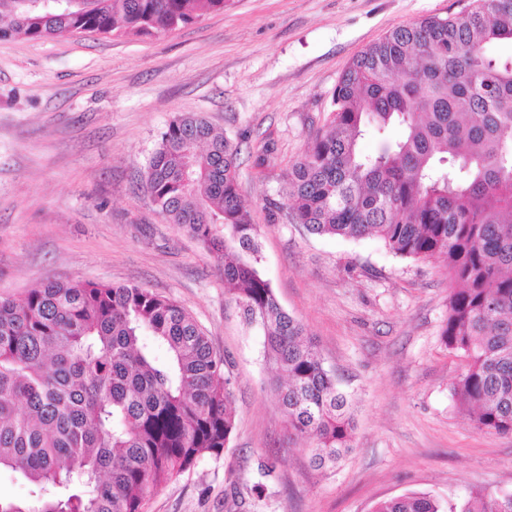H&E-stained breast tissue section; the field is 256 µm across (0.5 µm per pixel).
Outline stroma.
Returning <instances> with one entry per match:
<instances>
[{"mask_svg":"<svg viewBox=\"0 0 512 512\" xmlns=\"http://www.w3.org/2000/svg\"><path fill=\"white\" fill-rule=\"evenodd\" d=\"M470 0H229L150 37L0 40V294L49 279L136 285L176 301L230 363L236 424L220 459L155 490L146 512H372L427 492L446 506L512 493V435L478 431L452 396L465 359L441 331V260L402 259L372 236L309 234L283 208L288 171L324 128L339 78L366 46ZM197 113L240 148L262 273L354 399L336 471L290 439L258 328L213 257L137 187L161 132ZM279 465L249 497L260 458Z\"/></svg>","mask_w":512,"mask_h":512,"instance_id":"1","label":"stroma"}]
</instances>
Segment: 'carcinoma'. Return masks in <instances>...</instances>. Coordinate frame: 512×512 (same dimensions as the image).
<instances>
[{
    "label": "carcinoma",
    "instance_id": "obj_1",
    "mask_svg": "<svg viewBox=\"0 0 512 512\" xmlns=\"http://www.w3.org/2000/svg\"><path fill=\"white\" fill-rule=\"evenodd\" d=\"M228 0H0V39L95 32L152 36ZM512 0H471L400 25L343 72L321 134L288 172L292 223L378 238L395 256L445 263L442 332L467 360L453 386L480 431L512 434ZM393 127L402 135L391 140ZM381 135L365 154L359 140ZM238 150L202 116H175L143 166L160 213L215 259L262 332L288 433L331 470L353 449L352 403L261 270ZM235 428L225 359L195 319L138 286L48 281L0 296V470L29 485L0 512H143L147 496L218 459ZM372 512H445L427 493ZM459 512H512V494Z\"/></svg>",
    "mask_w": 512,
    "mask_h": 512
}]
</instances>
